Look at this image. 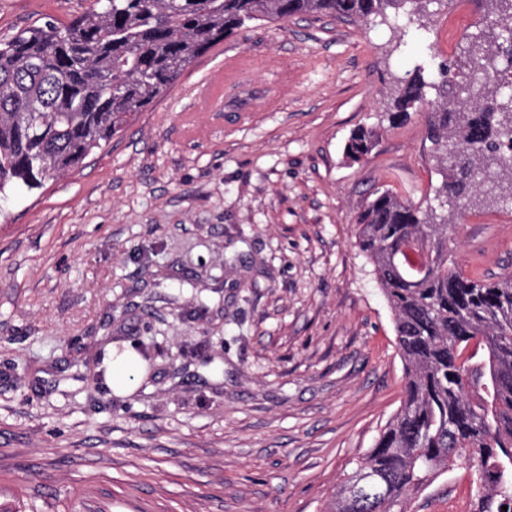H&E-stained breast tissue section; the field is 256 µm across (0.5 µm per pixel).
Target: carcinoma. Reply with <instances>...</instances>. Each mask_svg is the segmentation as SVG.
<instances>
[{"label":"carcinoma","mask_w":512,"mask_h":512,"mask_svg":"<svg viewBox=\"0 0 512 512\" xmlns=\"http://www.w3.org/2000/svg\"><path fill=\"white\" fill-rule=\"evenodd\" d=\"M423 2L94 0L67 23L24 29L0 42V199L80 167L247 22L402 17L425 30ZM496 2L470 43L468 73L448 64L436 82L419 68L389 100L394 117L426 111L441 202L422 209L387 189L356 217L358 246L394 314L405 396L328 512H409L411 496L460 458L477 474L473 512H512V274L483 282L448 261L454 225L445 210L464 214L476 204L472 191L512 175V96L502 93L500 68V53L512 56V39L502 43L512 0ZM376 137L357 130L347 155L367 157ZM364 469L382 494L361 505L348 489Z\"/></svg>","instance_id":"carcinoma-1"}]
</instances>
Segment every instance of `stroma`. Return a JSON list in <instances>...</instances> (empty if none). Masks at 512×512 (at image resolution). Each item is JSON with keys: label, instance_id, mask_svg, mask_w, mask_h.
Segmentation results:
<instances>
[{"label": "stroma", "instance_id": "35a3bbf8", "mask_svg": "<svg viewBox=\"0 0 512 512\" xmlns=\"http://www.w3.org/2000/svg\"><path fill=\"white\" fill-rule=\"evenodd\" d=\"M91 0H0V41ZM487 0H432L428 32L325 15L251 22L71 175L0 206V512H324L403 398L393 313L355 218L389 189L436 205L426 120L386 104L438 77ZM254 60L199 107L225 55ZM379 138L368 158L344 148ZM453 253L512 272V199ZM148 379L107 382L116 347ZM466 463L411 512H472ZM376 137L377 134L373 130H357L346 144L347 155L357 160L367 157L373 149Z\"/></svg>", "mask_w": 512, "mask_h": 512}]
</instances>
